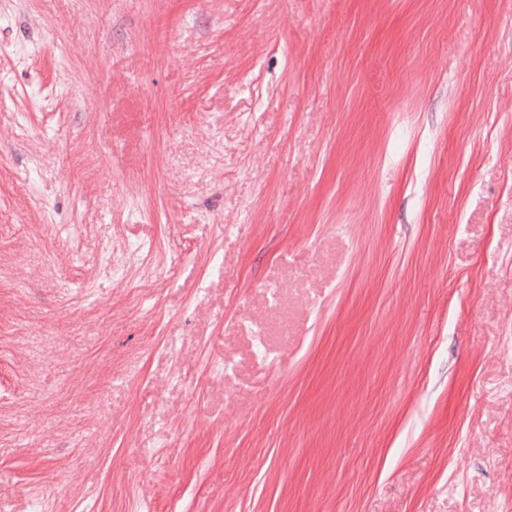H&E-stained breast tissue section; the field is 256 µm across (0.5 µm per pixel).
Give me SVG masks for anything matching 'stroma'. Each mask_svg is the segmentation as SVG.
<instances>
[{
  "label": "stroma",
  "instance_id": "35a3bbf8",
  "mask_svg": "<svg viewBox=\"0 0 512 512\" xmlns=\"http://www.w3.org/2000/svg\"><path fill=\"white\" fill-rule=\"evenodd\" d=\"M36 502L512 512V0H0Z\"/></svg>",
  "mask_w": 512,
  "mask_h": 512
}]
</instances>
